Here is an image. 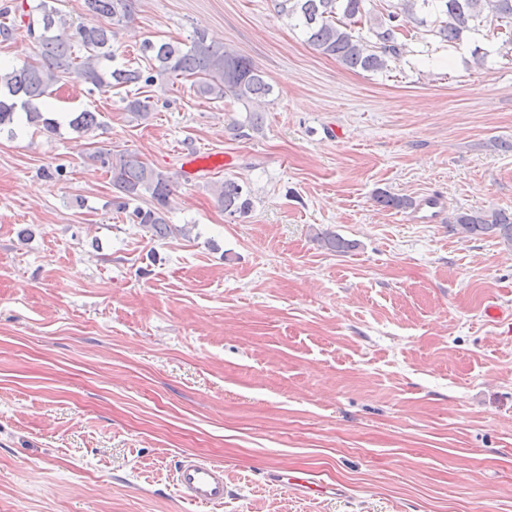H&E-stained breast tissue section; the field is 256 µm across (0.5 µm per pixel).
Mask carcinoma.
Listing matches in <instances>:
<instances>
[{
	"instance_id": "obj_1",
	"label": "carcinoma",
	"mask_w": 512,
	"mask_h": 512,
	"mask_svg": "<svg viewBox=\"0 0 512 512\" xmlns=\"http://www.w3.org/2000/svg\"><path fill=\"white\" fill-rule=\"evenodd\" d=\"M58 2L38 0L30 7L39 13L38 24H28L29 33L37 35L38 59L20 67L0 66V129L14 123L20 108L30 123L57 132V122L44 116L43 106L51 88L67 79L88 86L90 92L136 88L137 92L123 98L124 111L133 120L155 109L153 97H142L138 90L166 78L192 77L196 94L214 101L227 97L259 101L273 91L248 58L200 31L184 46L143 42L141 53L148 62L144 69L116 65L112 54L114 27L133 18L139 0H83L85 21L76 25L63 14ZM274 8L302 28L315 50L353 71H382L389 61L399 59L406 52L409 24L426 23L418 17L425 9L435 14L429 34L451 43L484 27L487 36L499 42L500 54L512 58V0H398L382 12L372 0H274ZM69 126L84 135L98 129L101 121L98 113L83 110ZM88 158L110 173L112 187L119 193L114 201L117 209L127 212L133 223L154 237L165 238L171 233L166 218L172 195L168 176L128 150L97 148ZM216 192L217 202L229 215L241 217L250 211L251 201L243 196L237 182L226 179ZM143 199L144 206L139 204ZM453 229L466 237L494 236L512 245V212H460ZM317 240L333 252L355 247L330 232L317 233Z\"/></svg>"
}]
</instances>
